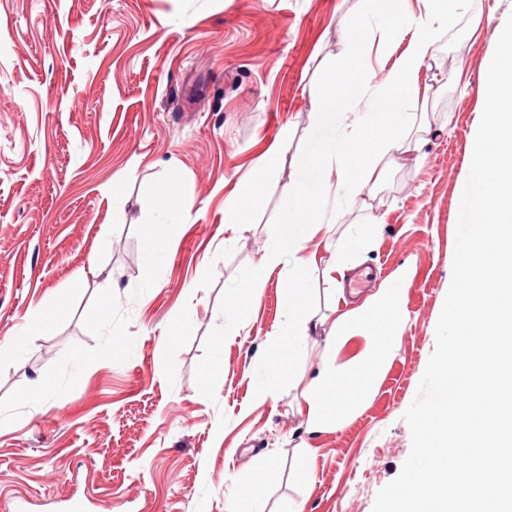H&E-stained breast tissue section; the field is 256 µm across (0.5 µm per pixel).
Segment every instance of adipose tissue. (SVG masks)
I'll return each instance as SVG.
<instances>
[{
    "label": "adipose tissue",
    "instance_id": "adipose-tissue-1",
    "mask_svg": "<svg viewBox=\"0 0 512 512\" xmlns=\"http://www.w3.org/2000/svg\"><path fill=\"white\" fill-rule=\"evenodd\" d=\"M374 26L357 24L345 41L343 50L344 84L340 92L323 96L314 112V123L324 132L313 141L297 159L298 179L288 186L286 195L296 205L283 216L285 236L274 249L265 255L248 278V293L258 296L269 269L279 265L284 254L297 256L298 261L288 270L292 283L288 291V320L273 334L270 346L272 360L266 378L257 389L259 398L274 396L277 388L291 369L292 358L299 354L301 343L313 323L314 316L301 298L305 279L318 271L316 260L300 259L304 243L324 230L326 225L342 223L344 210L341 198L358 197L376 186L381 162L397 163L402 145L394 133L393 125L383 122L382 116L399 107L402 93L428 97L430 87L422 83L420 73L433 57L437 34L449 16L466 6L467 0H418L419 13L407 18L411 30L407 46L380 82H372L363 67L364 48L377 44L381 51H388V35L397 19L404 16L406 0H370ZM363 140L371 152L360 164L352 162V145ZM334 169V181L320 184L323 199L332 203L329 213H322L320 206L301 201L307 179L322 168ZM406 313L400 302L392 301L388 291H381L374 299L339 314L330 334L335 344H343L351 336L368 334L372 321L385 324L389 340L372 342L361 357L339 364L328 360L316 378L305 401L313 425L342 424L359 405V399L369 396L373 384H365L360 396L337 394V386L351 379L356 370L373 366L375 373H382L392 359L398 343L397 330Z\"/></svg>",
    "mask_w": 512,
    "mask_h": 512
}]
</instances>
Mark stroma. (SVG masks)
I'll list each match as a JSON object with an SVG mask.
<instances>
[{
  "instance_id": "stroma-1",
  "label": "stroma",
  "mask_w": 512,
  "mask_h": 512,
  "mask_svg": "<svg viewBox=\"0 0 512 512\" xmlns=\"http://www.w3.org/2000/svg\"><path fill=\"white\" fill-rule=\"evenodd\" d=\"M512 0H470L438 33L400 126L425 112L420 165L345 201V223L305 244L319 274L308 309L334 321L335 267L353 254L408 311L372 395L341 426L313 428L304 399L333 353L303 340L269 399L268 338L288 319L287 281L254 301L247 274L278 238L294 160L365 0H0V512H228L255 476L266 512H373L411 450L403 414L435 347L452 279L460 196L487 71ZM278 160L248 221L228 224L268 151ZM180 234L147 260L145 230ZM93 262L85 277L74 273ZM66 301L43 336L21 329ZM223 366L212 374L215 351ZM272 462L263 470V462Z\"/></svg>"
}]
</instances>
